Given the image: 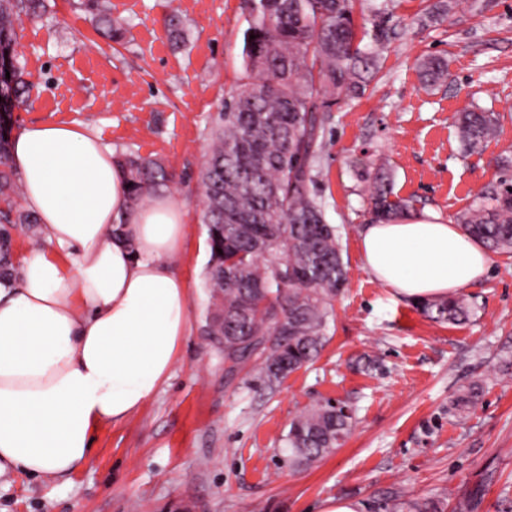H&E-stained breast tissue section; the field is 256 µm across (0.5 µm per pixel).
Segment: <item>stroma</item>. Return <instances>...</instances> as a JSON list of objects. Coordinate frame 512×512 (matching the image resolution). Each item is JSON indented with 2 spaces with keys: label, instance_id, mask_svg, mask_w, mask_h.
<instances>
[{
  "label": "stroma",
  "instance_id": "obj_1",
  "mask_svg": "<svg viewBox=\"0 0 512 512\" xmlns=\"http://www.w3.org/2000/svg\"><path fill=\"white\" fill-rule=\"evenodd\" d=\"M393 0L387 47L365 96L338 103L319 168L325 216L338 230L347 282L327 343L277 388L250 367L229 370L204 336L209 259L198 174L217 105L242 75L249 0H108L126 28L116 44L95 32L82 0H45L21 15L13 52L34 87L16 101L10 131L65 124L114 157L160 159L186 211L173 262L189 288L190 323L168 378L139 411L98 428L95 452L67 478L0 476V512H318L331 497L382 512L387 500L456 512H512V254L461 289L472 314L444 323L397 297L366 269L359 231L371 223L377 177L408 205L448 222L500 179L512 156V0ZM177 15L175 41L166 24ZM448 63L425 86L418 58ZM494 113L495 137L469 149L456 112ZM342 401L352 428L311 468L288 461L293 419Z\"/></svg>",
  "mask_w": 512,
  "mask_h": 512
}]
</instances>
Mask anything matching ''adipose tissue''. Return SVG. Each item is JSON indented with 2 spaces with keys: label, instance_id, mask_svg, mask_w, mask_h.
<instances>
[{
  "label": "adipose tissue",
  "instance_id": "adipose-tissue-1",
  "mask_svg": "<svg viewBox=\"0 0 512 512\" xmlns=\"http://www.w3.org/2000/svg\"><path fill=\"white\" fill-rule=\"evenodd\" d=\"M9 160L44 245L0 285V475L63 478L91 459L101 425L142 408L171 371L190 319L172 262L185 211L169 196L130 208L111 148L72 126L23 127ZM360 250L412 301L465 288L490 264L432 212L364 225Z\"/></svg>",
  "mask_w": 512,
  "mask_h": 512
}]
</instances>
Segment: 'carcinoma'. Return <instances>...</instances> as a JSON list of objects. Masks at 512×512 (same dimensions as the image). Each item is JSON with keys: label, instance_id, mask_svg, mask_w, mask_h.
Wrapping results in <instances>:
<instances>
[{"label": "carcinoma", "instance_id": "carcinoma-1", "mask_svg": "<svg viewBox=\"0 0 512 512\" xmlns=\"http://www.w3.org/2000/svg\"><path fill=\"white\" fill-rule=\"evenodd\" d=\"M43 0H0V70L28 87L11 55L14 22L37 14ZM92 21L113 41L124 37L106 0H89ZM386 36L360 48L352 0H252L243 33L240 82L221 100L211 145L199 173L202 223L207 232L210 302L204 335L222 346L234 370L249 362L269 387L312 362L326 342L328 319L345 271L337 229L326 222L315 191L324 130L338 96L362 97L363 73L378 69ZM426 83L447 75L444 61L420 63ZM472 149L490 139L495 117L471 110L457 118ZM10 141L0 126V284L15 280L12 231L33 228L37 217L17 205L23 185L9 164ZM123 168L129 203L145 204L164 193L173 174L159 161L127 154ZM381 182L372 194L376 220L396 219L408 204L392 200ZM463 231L493 252H512V182L489 184L456 218ZM435 319L460 321L471 307L460 299L431 302ZM278 333L271 345L267 336ZM348 411L327 401L290 424L285 442L292 463L308 468L340 447L351 430ZM385 512H429L426 503L394 501Z\"/></svg>", "mask_w": 512, "mask_h": 512}]
</instances>
